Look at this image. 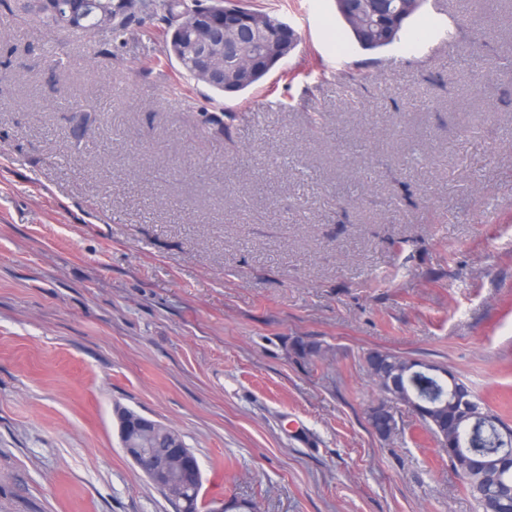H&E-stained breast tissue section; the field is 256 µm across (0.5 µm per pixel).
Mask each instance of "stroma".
I'll use <instances>...</instances> for the list:
<instances>
[{
    "label": "stroma",
    "mask_w": 512,
    "mask_h": 512,
    "mask_svg": "<svg viewBox=\"0 0 512 512\" xmlns=\"http://www.w3.org/2000/svg\"><path fill=\"white\" fill-rule=\"evenodd\" d=\"M244 2L300 42L219 95L147 10L87 40L0 0V512H178L119 407L182 433L208 500L474 510L412 410L373 432L364 357L451 370L512 425L506 9L475 0L478 37L459 0H426L428 41L341 57L335 0Z\"/></svg>",
    "instance_id": "stroma-1"
}]
</instances>
